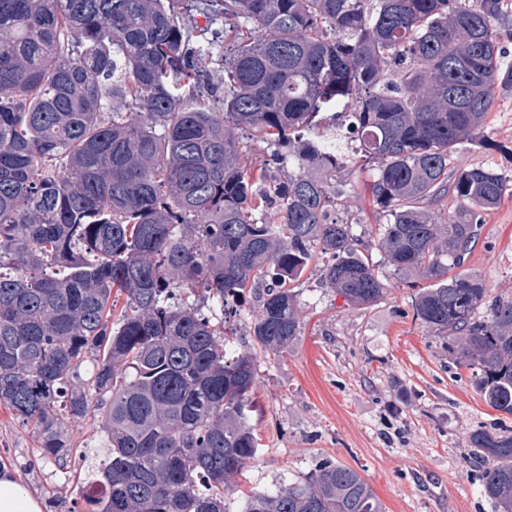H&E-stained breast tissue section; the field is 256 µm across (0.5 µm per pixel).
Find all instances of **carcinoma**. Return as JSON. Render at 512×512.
I'll list each match as a JSON object with an SVG mask.
<instances>
[{
	"instance_id": "obj_1",
	"label": "carcinoma",
	"mask_w": 512,
	"mask_h": 512,
	"mask_svg": "<svg viewBox=\"0 0 512 512\" xmlns=\"http://www.w3.org/2000/svg\"><path fill=\"white\" fill-rule=\"evenodd\" d=\"M506 9L0 0V405L59 462L72 446L59 409L105 408L86 512H226L261 446L256 350L300 335L294 283L326 254L320 276L348 304L385 296L353 225L332 216L354 163L347 133L388 216L379 249L432 281L414 319L448 335L482 400L512 416V297L478 318L487 288L454 272L512 178L450 168L459 145L482 142L496 91L512 89ZM199 15L224 19V36ZM448 194L457 208L440 224L428 206ZM250 294L248 346L236 321ZM470 445L481 493L512 512V430L478 428ZM242 512L385 509L357 470L327 459L254 491Z\"/></svg>"
}]
</instances>
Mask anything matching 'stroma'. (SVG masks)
<instances>
[{
	"label": "stroma",
	"mask_w": 512,
	"mask_h": 512,
	"mask_svg": "<svg viewBox=\"0 0 512 512\" xmlns=\"http://www.w3.org/2000/svg\"><path fill=\"white\" fill-rule=\"evenodd\" d=\"M456 162L512 175V92L499 93L483 143L461 145ZM371 181L360 164L349 167L336 217L367 244L388 293L357 308L325 286L317 266L297 281L301 333L282 352L257 356L261 412L253 423L262 450L237 476L230 512L255 489L305 477L323 458L355 468L386 512H493L465 462L469 435L512 429V416L481 401L469 370L449 355L447 336L414 321V290L378 248ZM462 270L480 277L489 297H512V195L486 215ZM100 422L97 412L65 421L72 454L58 463L44 457L33 427L0 406V467L43 512H82L87 463L103 458Z\"/></svg>",
	"instance_id": "1"
}]
</instances>
